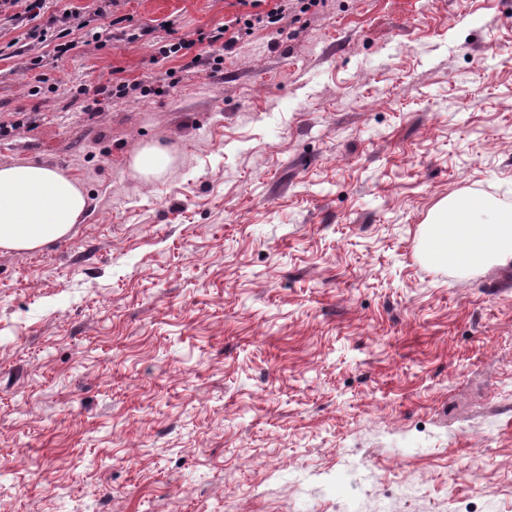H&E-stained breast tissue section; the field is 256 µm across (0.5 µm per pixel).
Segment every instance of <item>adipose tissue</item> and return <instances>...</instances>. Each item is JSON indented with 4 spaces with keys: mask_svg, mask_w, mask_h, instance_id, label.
I'll list each match as a JSON object with an SVG mask.
<instances>
[{
    "mask_svg": "<svg viewBox=\"0 0 512 512\" xmlns=\"http://www.w3.org/2000/svg\"><path fill=\"white\" fill-rule=\"evenodd\" d=\"M88 208L82 187L60 170L35 162L0 166V253L35 251L67 237ZM423 250L440 268L512 266V209L473 192L450 196L430 212Z\"/></svg>",
    "mask_w": 512,
    "mask_h": 512,
    "instance_id": "obj_1",
    "label": "adipose tissue"
}]
</instances>
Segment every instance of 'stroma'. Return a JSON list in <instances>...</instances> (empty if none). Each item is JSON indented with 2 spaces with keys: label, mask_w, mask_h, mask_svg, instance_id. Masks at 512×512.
<instances>
[{
  "label": "stroma",
  "mask_w": 512,
  "mask_h": 512,
  "mask_svg": "<svg viewBox=\"0 0 512 512\" xmlns=\"http://www.w3.org/2000/svg\"><path fill=\"white\" fill-rule=\"evenodd\" d=\"M232 2L50 0L59 59L0 29V165L90 200L0 254V512H512V267L422 251L448 196L512 208V0H325L218 71L157 59ZM138 89H140L143 96H146L153 91V89L149 86L143 85V83L128 84L122 81H116L115 83L112 82L111 86H99L94 90L92 97L88 98L89 103H87L85 108L87 111L96 110L98 105L101 103L99 96L111 99L124 98L130 93V91H136ZM172 155L155 144L142 145L133 154L131 167L139 180L152 182L158 179L172 163Z\"/></svg>",
  "instance_id": "1"
}]
</instances>
